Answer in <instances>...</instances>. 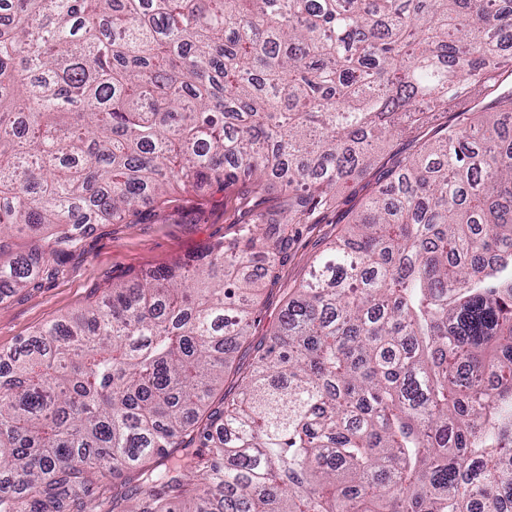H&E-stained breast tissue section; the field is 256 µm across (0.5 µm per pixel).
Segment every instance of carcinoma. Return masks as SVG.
<instances>
[{
	"label": "carcinoma",
	"mask_w": 512,
	"mask_h": 512,
	"mask_svg": "<svg viewBox=\"0 0 512 512\" xmlns=\"http://www.w3.org/2000/svg\"><path fill=\"white\" fill-rule=\"evenodd\" d=\"M512 0H0V236L286 208L102 291L0 367V512H512ZM479 89L250 341L267 244ZM44 249L0 265V289ZM248 345L240 385L209 400Z\"/></svg>",
	"instance_id": "carcinoma-1"
}]
</instances>
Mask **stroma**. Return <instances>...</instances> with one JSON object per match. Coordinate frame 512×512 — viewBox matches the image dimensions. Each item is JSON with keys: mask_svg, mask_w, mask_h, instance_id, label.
Instances as JSON below:
<instances>
[{"mask_svg": "<svg viewBox=\"0 0 512 512\" xmlns=\"http://www.w3.org/2000/svg\"><path fill=\"white\" fill-rule=\"evenodd\" d=\"M407 137L391 140L375 165L356 173L338 190V205L317 223L297 225L280 255L275 281L258 297L255 339L271 337L276 318L308 276L310 260L343 231L350 218L385 184L396 157L413 152ZM246 211L237 187L208 192L172 191L143 224H95L62 258L26 287L0 292V353L46 325L80 312L101 291L177 261L197 258L212 244L235 238Z\"/></svg>", "mask_w": 512, "mask_h": 512, "instance_id": "obj_1", "label": "stroma"}]
</instances>
